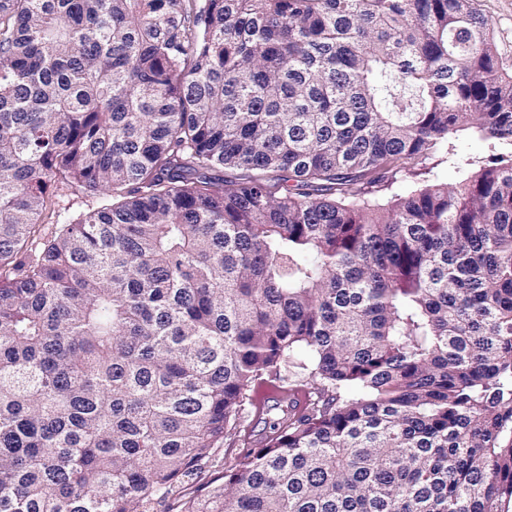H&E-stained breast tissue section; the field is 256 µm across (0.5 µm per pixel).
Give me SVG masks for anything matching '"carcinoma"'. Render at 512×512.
Segmentation results:
<instances>
[{
	"instance_id": "carcinoma-1",
	"label": "carcinoma",
	"mask_w": 512,
	"mask_h": 512,
	"mask_svg": "<svg viewBox=\"0 0 512 512\" xmlns=\"http://www.w3.org/2000/svg\"><path fill=\"white\" fill-rule=\"evenodd\" d=\"M512 146L469 0H0V512H512ZM241 171L224 181L219 169ZM112 199L39 252L49 188ZM448 146L452 149L453 162L448 164L444 162L437 168L433 169L430 175L416 177L412 175L413 171H420V166L412 168L411 163L400 161L387 165L379 171L380 176H385L383 184L394 182L387 190L375 192L374 196L380 202H387L394 193H403L418 183H422L423 179H434L448 181V183H458L471 173L477 171L481 166L488 163L490 156L493 154V148L488 141L480 138L471 129L466 127L458 128L457 131L448 135ZM404 167V168H403ZM434 174V176H432ZM388 181V183H386ZM257 396L253 394V401H248L245 404V410L239 420L240 426L236 434L228 436L224 440V447L219 448L216 459H219L224 463L233 461L234 457L242 453L243 449L249 448L251 442L256 438H259L264 432L268 434L270 431L269 424L276 418L279 413L277 410L271 412H265V409H257ZM221 463V464H222ZM222 471L213 461H203L198 466L196 474L188 484L174 489L172 495L164 501L156 502L150 512H177L182 499L192 494H204L221 484Z\"/></svg>"
}]
</instances>
